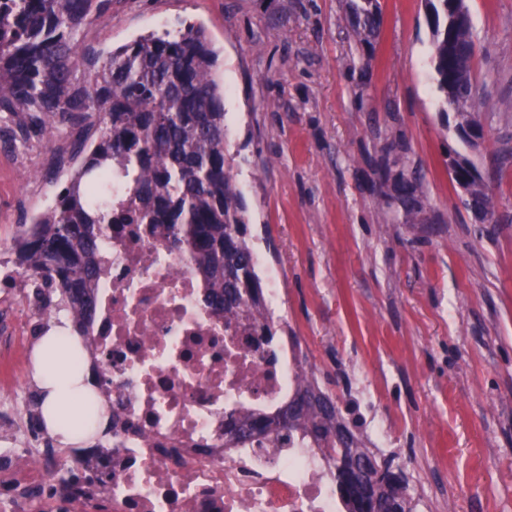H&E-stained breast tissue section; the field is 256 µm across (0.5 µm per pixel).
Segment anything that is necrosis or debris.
Returning a JSON list of instances; mask_svg holds the SVG:
<instances>
[{"instance_id": "obj_1", "label": "necrosis or debris", "mask_w": 512, "mask_h": 512, "mask_svg": "<svg viewBox=\"0 0 512 512\" xmlns=\"http://www.w3.org/2000/svg\"><path fill=\"white\" fill-rule=\"evenodd\" d=\"M102 254L85 333L111 442L77 459L91 480L75 492L43 494L53 457L6 469L0 512H346L323 443L238 433L240 415H275L293 396L301 338L226 323L189 254L152 225H121ZM30 324L15 295L0 296V379L24 369Z\"/></svg>"}]
</instances>
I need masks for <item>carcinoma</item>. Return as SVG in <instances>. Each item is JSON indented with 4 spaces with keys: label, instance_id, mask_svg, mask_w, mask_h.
I'll list each match as a JSON object with an SVG mask.
<instances>
[{
    "label": "carcinoma",
    "instance_id": "carcinoma-1",
    "mask_svg": "<svg viewBox=\"0 0 512 512\" xmlns=\"http://www.w3.org/2000/svg\"><path fill=\"white\" fill-rule=\"evenodd\" d=\"M431 65L448 111V89L471 103L463 119L482 123L474 74L472 20L448 22V0H425ZM355 41L380 36L379 0H352ZM112 14V0H0V113L17 118L22 141H52L59 125L79 127L70 175L52 205L22 230L16 264L40 274L42 311L65 310L74 336L92 311L103 275L100 241L114 224H158L174 248L192 255L211 308L234 319L248 313L270 331L255 268L254 241L232 172L219 55L205 29L186 23L141 35L103 56L82 46L79 31ZM406 218L423 206L422 181L405 146L391 141L378 161ZM68 418L88 435L103 414L91 392ZM333 442L330 459L348 512H412L407 478L355 437L332 397L298 390L276 419L244 417L242 435L272 423Z\"/></svg>",
    "mask_w": 512,
    "mask_h": 512
}]
</instances>
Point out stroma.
<instances>
[{"label":"stroma","mask_w":512,"mask_h":512,"mask_svg":"<svg viewBox=\"0 0 512 512\" xmlns=\"http://www.w3.org/2000/svg\"><path fill=\"white\" fill-rule=\"evenodd\" d=\"M368 51L350 38L346 0H112L80 42L107 52L182 21L219 53L229 153L257 246L284 274L288 333L303 337L328 393L366 385L418 512H512V0H467L481 55L474 154L498 170L501 222L483 229L448 177L464 151L455 113L439 109L423 0H380ZM0 119V266L16 227L49 207L60 177L32 141L15 163ZM401 138L422 176L424 206L394 221L371 161Z\"/></svg>","instance_id":"obj_1"}]
</instances>
